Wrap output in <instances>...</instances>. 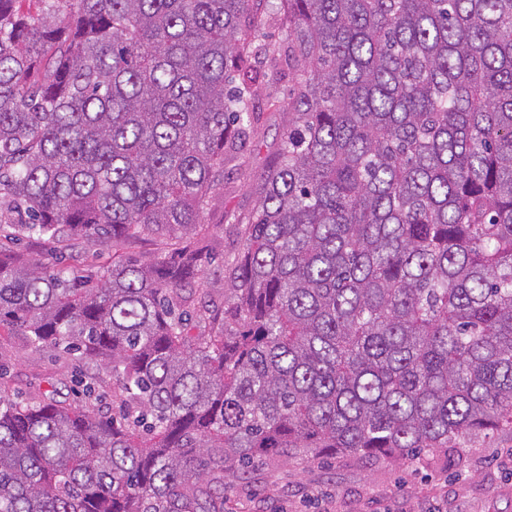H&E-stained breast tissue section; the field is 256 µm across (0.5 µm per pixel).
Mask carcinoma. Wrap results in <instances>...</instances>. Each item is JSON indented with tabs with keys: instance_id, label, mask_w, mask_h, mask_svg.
I'll list each match as a JSON object with an SVG mask.
<instances>
[{
	"instance_id": "carcinoma-1",
	"label": "carcinoma",
	"mask_w": 512,
	"mask_h": 512,
	"mask_svg": "<svg viewBox=\"0 0 512 512\" xmlns=\"http://www.w3.org/2000/svg\"><path fill=\"white\" fill-rule=\"evenodd\" d=\"M0 0V332L82 398L0 382V512H223L298 453L450 466L512 429V0H279L291 115L224 308L200 224L246 137L262 0ZM112 387V412L92 402ZM8 232L9 230L7 228L1 230V242L6 245L5 247H12L13 249L18 248L34 258L41 259L42 261L48 262L52 265L56 264L54 251L46 242L35 237L31 239H24L16 245L14 240L11 241L4 238ZM194 241L192 235L179 238H146L132 244L124 245L121 251L125 257H130L142 263H148L161 254L173 248H180ZM94 248H92L87 242H79L74 251L66 252V260L64 263L75 268L82 269L87 268L86 264L94 263L95 266H103L108 261V254H104L102 257L98 259H92V253Z\"/></svg>"
}]
</instances>
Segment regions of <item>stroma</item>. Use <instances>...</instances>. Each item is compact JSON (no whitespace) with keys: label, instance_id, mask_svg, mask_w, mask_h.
Segmentation results:
<instances>
[{"label":"stroma","instance_id":"1","mask_svg":"<svg viewBox=\"0 0 512 512\" xmlns=\"http://www.w3.org/2000/svg\"><path fill=\"white\" fill-rule=\"evenodd\" d=\"M257 41L276 57L253 103L248 138L224 162V188L201 221L209 226L213 251L205 261L212 302L223 307L232 292L229 270L241 250L242 224L256 205L254 177L288 129V41L281 18L263 21ZM58 376L57 391L70 393L71 369L49 352L23 351L18 340L0 348V380L13 398L29 397L46 377ZM438 450L412 461L357 456L319 460L300 453L254 470L252 481L225 482L224 512H512V431L497 430L463 453L461 464L438 466Z\"/></svg>","mask_w":512,"mask_h":512}]
</instances>
